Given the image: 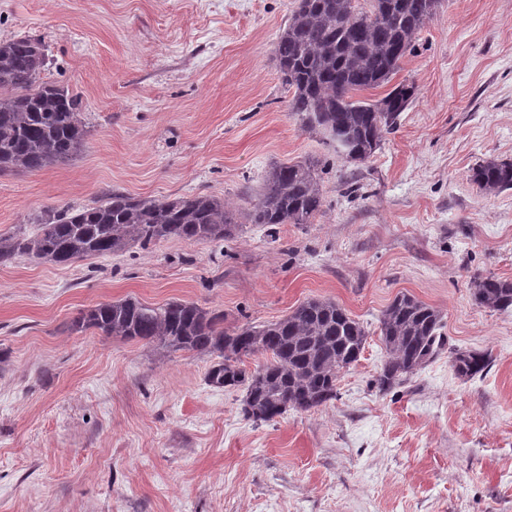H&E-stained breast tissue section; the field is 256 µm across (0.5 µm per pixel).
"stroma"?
I'll return each mask as SVG.
<instances>
[{
	"mask_svg": "<svg viewBox=\"0 0 512 512\" xmlns=\"http://www.w3.org/2000/svg\"><path fill=\"white\" fill-rule=\"evenodd\" d=\"M296 0H0V40L44 50L41 81L81 99L64 164L0 174V234L120 190L205 193L246 214L275 165L319 161L314 223L244 224L59 266L0 265V512H512V310L473 298L512 280V190L472 170L512 160V0H442L396 74L417 94L363 164L288 110L274 43ZM435 307L446 346L379 393L378 322L399 293ZM194 302L224 328L310 298L369 332L336 401L266 423L216 388L211 355L80 329L99 303ZM456 349L491 356L463 381ZM474 298L478 304L499 311L512 309V280L493 275L474 278Z\"/></svg>",
	"mask_w": 512,
	"mask_h": 512,
	"instance_id": "1",
	"label": "stroma"
}]
</instances>
